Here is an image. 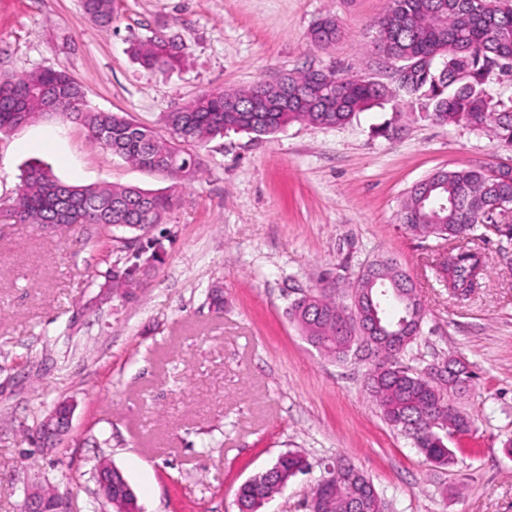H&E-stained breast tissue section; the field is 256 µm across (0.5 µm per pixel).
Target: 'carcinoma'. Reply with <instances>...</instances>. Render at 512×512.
<instances>
[{"mask_svg": "<svg viewBox=\"0 0 512 512\" xmlns=\"http://www.w3.org/2000/svg\"><path fill=\"white\" fill-rule=\"evenodd\" d=\"M479 0H389L384 14L374 22L379 54L390 62L422 61L414 69L404 95L419 114L441 125L466 124L488 130L500 141L512 144V110H493L485 90L496 61L512 60V7L500 0L478 15ZM83 14L103 30L112 29L114 0H80ZM341 30L333 18L318 22L310 33L317 47L330 45ZM133 54L147 71L170 69L180 64L174 41L152 36L133 43ZM331 80L310 85V72L286 75L287 89L277 82H257L244 89L208 91L164 116L168 136L141 125L126 115L94 111L86 103L83 87L64 71L36 70L25 75L0 73V134L14 130L25 119L32 123L57 116L81 125L90 140L103 150L140 169L175 182L199 177L202 163L196 150L227 132L257 137L271 135L284 126L307 123L336 127L350 122L374 106L392 101L383 86L336 70ZM512 198V174L502 168L464 166L440 170L420 181L403 201L402 219L412 233L424 237L445 231L457 241L440 272L453 292L464 295L484 275L481 254L467 241L483 237L491 202ZM175 193L152 192L136 186L112 184L75 185L55 176L47 165H25L16 196L5 219L11 224H34L46 229L90 226L106 237L112 257L100 274L101 288L127 296L143 283L153 268L163 263L165 248L153 235L143 239L136 253L124 254L120 239L141 235V224L158 226L175 205ZM397 311L386 310L382 289H371L373 303H381L376 316L357 306V291L350 303L323 288L311 297L288 305V315L306 340L325 356L341 361L361 340L363 328L380 324L398 328L407 301L396 294ZM411 343L379 350L368 373L367 389L384 420L410 439L430 462L446 466L454 451L448 448L452 432H468L471 420L450 403L451 396L469 385L465 365L451 360L448 376L438 382L401 362ZM418 420V427L407 420ZM307 468L297 451L279 455L265 470L240 485L238 512H261L266 500L281 492ZM314 512H384V502L373 481L356 468L338 475L326 472L315 485Z\"/></svg>", "mask_w": 512, "mask_h": 512, "instance_id": "1", "label": "carcinoma"}]
</instances>
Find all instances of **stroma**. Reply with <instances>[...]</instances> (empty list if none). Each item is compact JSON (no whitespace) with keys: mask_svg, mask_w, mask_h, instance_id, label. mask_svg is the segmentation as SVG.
I'll list each match as a JSON object with an SVG mask.
<instances>
[{"mask_svg":"<svg viewBox=\"0 0 512 512\" xmlns=\"http://www.w3.org/2000/svg\"><path fill=\"white\" fill-rule=\"evenodd\" d=\"M103 31L79 0H0V71H66L96 110L160 129L165 113L217 88L272 82L293 71H351L392 90L403 111L361 113L338 127L290 124L262 138L209 142L198 180L173 187L113 157L77 124L40 120L0 134V201L21 167L63 181L175 189L160 230L163 264L132 297L92 304L103 249L89 230L0 223V512H22L32 485L53 487L78 512H111L92 469L111 459L142 512H237L244 481L298 450L310 470L264 512H309L325 466L351 460L385 512H512V241L477 240L486 271L465 300L439 285L447 241L409 232L401 203L441 169L512 166V146L465 125L420 118L374 48L387 0H115ZM335 18L342 36L318 48L312 27ZM178 43L179 66L149 72L132 42ZM397 121L400 132L378 135ZM390 259L424 308L402 358L423 372L455 358L472 375L456 397L474 421L449 436L453 462L427 461L381 416L366 389L369 360L323 358L287 313L299 290L355 282ZM222 286L223 305L211 295ZM62 399L70 431L43 447L37 427Z\"/></svg>","mask_w":512,"mask_h":512,"instance_id":"1","label":"stroma"}]
</instances>
